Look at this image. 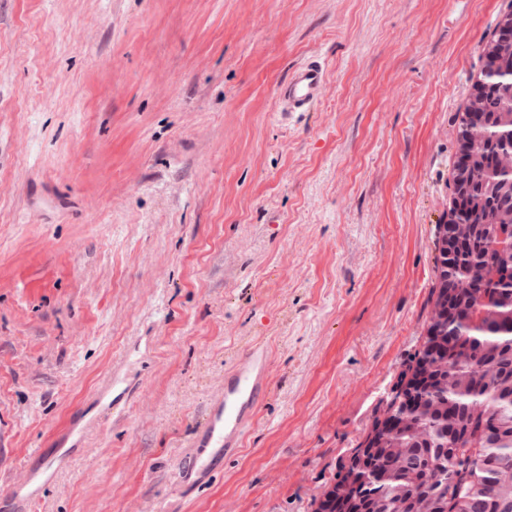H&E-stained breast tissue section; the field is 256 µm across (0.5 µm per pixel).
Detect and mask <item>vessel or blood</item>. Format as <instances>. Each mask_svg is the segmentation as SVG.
<instances>
[{
	"label": "vessel or blood",
	"instance_id": "1",
	"mask_svg": "<svg viewBox=\"0 0 512 512\" xmlns=\"http://www.w3.org/2000/svg\"><path fill=\"white\" fill-rule=\"evenodd\" d=\"M327 80L324 62L316 56L305 59L291 71L279 90V102L285 112H309L320 102ZM270 362L264 343L254 342L241 352L236 366L224 375V388L207 403L187 450L174 471L173 491L186 494L207 483L233 457L242 437L270 388ZM134 376L116 370L94 396L95 413H80L56 438L55 451L42 455L29 481L5 490V497L21 500L22 512H37L46 489L53 484L61 451L66 445H78L89 433L109 420L121 417L140 392Z\"/></svg>",
	"mask_w": 512,
	"mask_h": 512
}]
</instances>
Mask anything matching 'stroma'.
<instances>
[{
  "instance_id": "stroma-1",
  "label": "stroma",
  "mask_w": 512,
  "mask_h": 512,
  "mask_svg": "<svg viewBox=\"0 0 512 512\" xmlns=\"http://www.w3.org/2000/svg\"><path fill=\"white\" fill-rule=\"evenodd\" d=\"M507 0H0V485L145 387L41 512H315L432 312L456 127ZM317 55L314 111L280 109ZM270 392L197 494L238 351ZM270 362L262 342L241 352L236 366L224 373V388L207 403L174 471L173 491L184 495L207 483L233 457L270 388Z\"/></svg>"
}]
</instances>
